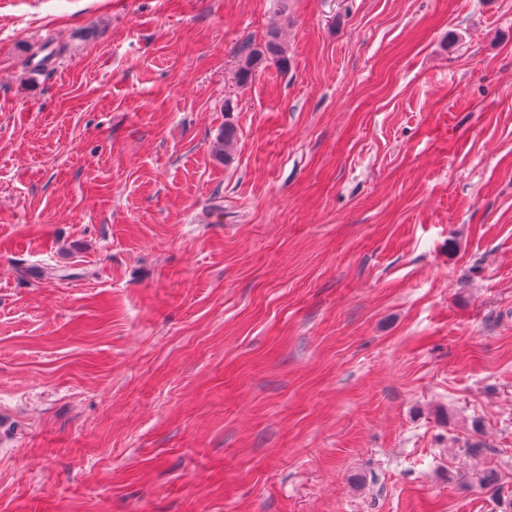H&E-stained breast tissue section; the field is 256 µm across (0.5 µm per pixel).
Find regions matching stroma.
I'll return each instance as SVG.
<instances>
[{
	"instance_id": "stroma-1",
	"label": "stroma",
	"mask_w": 512,
	"mask_h": 512,
	"mask_svg": "<svg viewBox=\"0 0 512 512\" xmlns=\"http://www.w3.org/2000/svg\"><path fill=\"white\" fill-rule=\"evenodd\" d=\"M0 512H512V0H0ZM286 47L278 40L277 31L270 34V38L260 47L247 44L241 47L239 54L241 56V66L239 69V78L241 82H247L251 76L254 62L264 57L278 64L286 62ZM237 131L231 124L224 125V130L212 142L211 151L214 156L228 164L233 159V150L236 143Z\"/></svg>"
}]
</instances>
